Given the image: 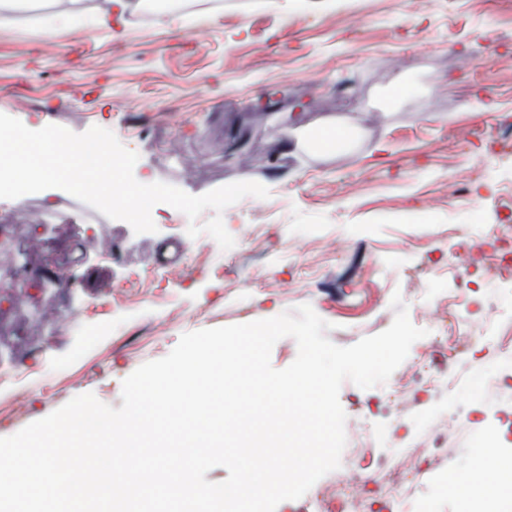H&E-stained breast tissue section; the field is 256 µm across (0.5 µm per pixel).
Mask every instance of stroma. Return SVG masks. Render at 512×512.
Returning <instances> with one entry per match:
<instances>
[{
	"label": "stroma",
	"mask_w": 512,
	"mask_h": 512,
	"mask_svg": "<svg viewBox=\"0 0 512 512\" xmlns=\"http://www.w3.org/2000/svg\"><path fill=\"white\" fill-rule=\"evenodd\" d=\"M103 4L83 0L49 33L33 34L32 7L0 27V113L111 130L151 183L200 195L250 180L270 196L224 210L227 251L164 203L138 235L60 189L0 199V367L18 369L0 385V437L83 393L120 407L123 379L183 333L308 304L350 346L391 325L398 293L428 331L407 357L428 381L409 408L393 382H344L341 467L317 485L354 471L362 512H464L449 474L472 470L485 441L512 456V0H426L417 14L397 0H224L160 22L134 13L115 35L90 23ZM398 82L406 96L384 105ZM144 96L166 122L134 109ZM331 115L366 135L332 158L281 153L287 127ZM440 303L448 339L429 318ZM410 442L422 453L406 481L384 463Z\"/></svg>",
	"instance_id": "obj_1"
}]
</instances>
